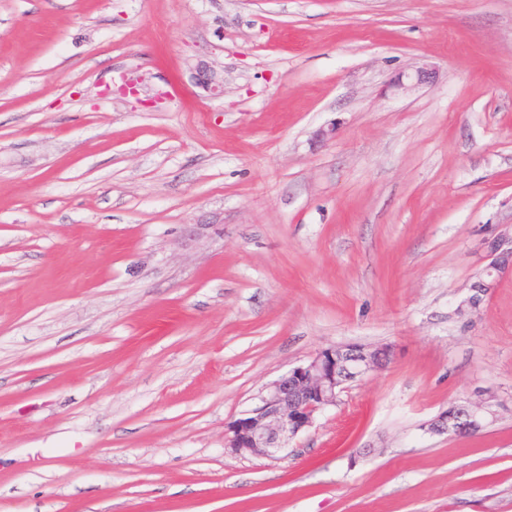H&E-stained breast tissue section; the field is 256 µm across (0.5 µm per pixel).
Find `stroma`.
<instances>
[{
	"instance_id": "stroma-1",
	"label": "stroma",
	"mask_w": 512,
	"mask_h": 512,
	"mask_svg": "<svg viewBox=\"0 0 512 512\" xmlns=\"http://www.w3.org/2000/svg\"><path fill=\"white\" fill-rule=\"evenodd\" d=\"M509 229L512 0H0V512H512ZM353 343L395 360L225 450ZM484 260L487 264L471 284L473 294L469 298L471 309H478L497 281L505 274H512V233H498L483 239ZM389 344H346L321 350L265 387L259 404L224 429V448L237 455L275 457L340 402L354 383L386 369ZM496 395L488 390L477 392L476 399L452 404L429 423L433 434L473 435L479 433Z\"/></svg>"
}]
</instances>
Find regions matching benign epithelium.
I'll return each instance as SVG.
<instances>
[{
    "label": "benign epithelium",
    "mask_w": 512,
    "mask_h": 512,
    "mask_svg": "<svg viewBox=\"0 0 512 512\" xmlns=\"http://www.w3.org/2000/svg\"><path fill=\"white\" fill-rule=\"evenodd\" d=\"M487 264L471 284L470 308H479L497 281L512 274V233L483 239ZM389 344H346L321 350L304 364L265 387L259 404L224 429V448L237 455L274 457L288 449L301 432L313 426L317 416L340 402V396L364 377L386 369L393 359ZM496 395L477 392L476 399L452 404L429 423L433 434L479 433Z\"/></svg>",
    "instance_id": "benign-epithelium-1"
}]
</instances>
